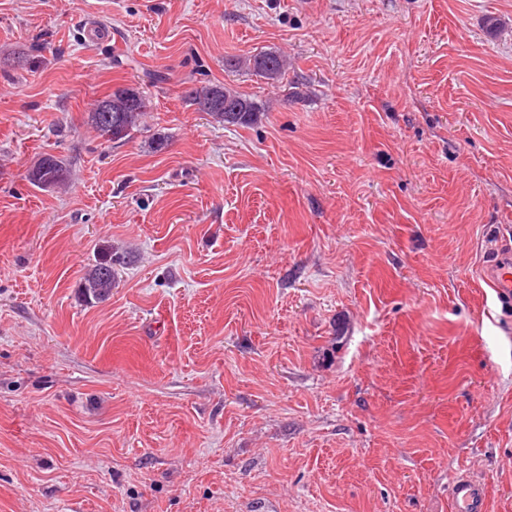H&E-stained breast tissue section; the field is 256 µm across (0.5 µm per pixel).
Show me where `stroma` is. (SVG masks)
Instances as JSON below:
<instances>
[{
	"instance_id": "1",
	"label": "stroma",
	"mask_w": 512,
	"mask_h": 512,
	"mask_svg": "<svg viewBox=\"0 0 512 512\" xmlns=\"http://www.w3.org/2000/svg\"><path fill=\"white\" fill-rule=\"evenodd\" d=\"M506 249L512 0H0V512H453L464 471L512 512ZM92 16L88 19L86 23V28L84 30V39L88 40L90 42H98L103 41L106 39L108 33V37H112V41H114V44L112 47L115 49H121L123 47V44L119 40V36L116 32H113L111 28L105 27L101 24L100 18L98 15L94 14L92 12ZM233 63V64H232ZM270 64V67H267ZM230 68L245 67L252 74L265 80H278L285 72V63L282 57L275 52H259L253 56L247 57L244 60L233 59ZM267 72H270L268 74ZM214 93H219L222 96H228L229 98L237 99L245 104V112H239V106L230 100L212 99L206 102L202 107L203 112L209 110L210 107H222L224 111L220 109H212L207 112L211 119L223 126H243L248 127L258 122L260 118L261 108L258 103L249 96L240 94L232 89H229L222 85H209L201 88H189L185 91L184 98L187 99L191 105L196 106L197 110L200 111L201 101L210 98ZM131 94L137 99V105L129 112H112V95L99 101L93 112L88 114V123L95 128L107 141H122L129 139L143 125V117L150 107L149 92L134 88L117 89ZM105 107L111 111L112 122L106 125L101 120V112ZM65 163L53 155L37 159L27 170V180L31 185L44 189L58 185L67 179ZM112 264L109 253L86 270L79 286L84 302L102 301L112 294ZM486 278L500 300L512 299V261H494L486 270Z\"/></svg>"
}]
</instances>
